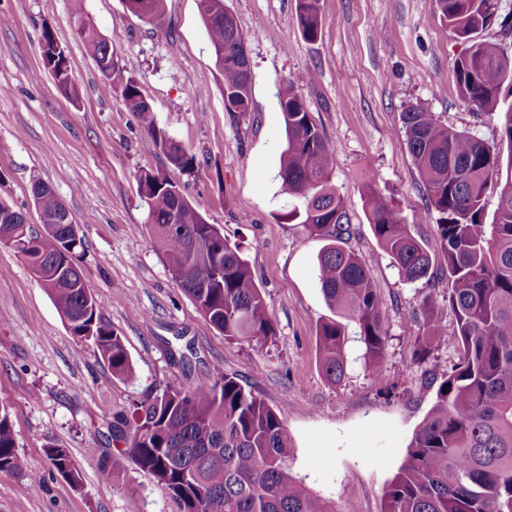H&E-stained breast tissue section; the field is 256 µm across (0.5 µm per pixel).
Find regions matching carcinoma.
<instances>
[{
  "label": "carcinoma",
  "instance_id": "cac0c4a2",
  "mask_svg": "<svg viewBox=\"0 0 512 512\" xmlns=\"http://www.w3.org/2000/svg\"><path fill=\"white\" fill-rule=\"evenodd\" d=\"M224 93V110L243 114L251 107V73L234 60L246 36L226 17L224 0H197ZM302 36L315 41L322 19L319 0H296ZM451 32L469 43L457 62L461 97L470 106L498 118L501 137L512 156V102L500 97L512 83V56L475 39L498 16L499 0H435ZM126 7L151 23L162 19L165 0H125ZM77 33L95 59L101 76L119 83L126 106L143 130V147L162 153L181 171L197 169L196 155L158 128L153 109L127 63L102 37L88 16H79ZM58 87L76 94L68 60L59 56L50 69ZM314 74L278 85L287 148L279 179L283 194L296 201L288 219L321 237L317 279L327 305L358 327L368 372H384L387 333L382 325L378 285L366 260L345 248L353 234L342 200L330 185V147L311 120L299 87ZM406 145L423 183L436 226L444 265L436 269L421 242L390 199L367 180L363 196L374 236L406 282L426 281L431 293L448 300L460 338V363L443 376L433 405L408 447V457L385 492L383 512H512V160L504 166L493 147L467 130H456L421 106L401 113ZM148 206L146 229L176 285L204 319L230 339L268 343L277 335L261 288L237 243L229 242L165 173L138 177ZM38 208L47 217L61 207L41 178ZM498 194L494 221H483L485 197ZM0 246L11 249L40 275L71 333L94 345L112 374L129 377L133 366L120 336L103 317L102 303L76 263L77 244L65 245L70 228L51 224L43 232L28 229L5 235L1 213ZM321 370L336 385L346 374L349 337L339 321L318 331ZM206 384L148 393L130 411L114 418L112 442L118 452L164 486L178 512H334L293 476L288 430L277 413L245 391L221 366ZM56 470L68 465L69 482L80 472L65 448L52 447ZM0 472L24 474L39 483L16 450L6 409L0 410Z\"/></svg>",
  "mask_w": 512,
  "mask_h": 512
}]
</instances>
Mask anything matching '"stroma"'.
Listing matches in <instances>:
<instances>
[{
    "label": "stroma",
    "mask_w": 512,
    "mask_h": 512,
    "mask_svg": "<svg viewBox=\"0 0 512 512\" xmlns=\"http://www.w3.org/2000/svg\"><path fill=\"white\" fill-rule=\"evenodd\" d=\"M224 3L248 37L251 61L252 110L238 117L224 110L197 0H166L155 24L124 0H0V201L27 211L35 225L32 176L54 191L80 228L78 263L134 368L128 378L112 375L71 334L26 265L0 247V408L10 414L18 453L43 478L32 491L26 476L0 473V512H176L162 485L116 454L109 426L145 393L209 381L216 364L279 415L294 448L292 471L315 496L336 512H383L443 374L459 362L452 308L437 297L424 309L425 283L400 280L372 233L361 186L374 179L442 264L436 214L400 115L419 105L499 145L497 119L474 113L458 93L466 42L435 0H319L322 28L313 42L301 34L296 0ZM81 12L129 62L158 127L195 153L197 172L144 150L136 114L120 87L101 78L75 31ZM47 30L65 50L76 97L60 92L43 63ZM307 72L315 79L301 94L330 145V184L354 228L347 246L380 285L388 333L380 379L366 370L352 323L345 379L333 385L321 371L317 329L335 317L317 282L323 242L287 220L293 203L277 180L287 147L277 84ZM157 170L241 245L276 326L272 343L225 338L172 280L142 231L148 208L138 176ZM431 314L446 333L423 355ZM52 444L69 449L80 486L54 469ZM98 448L113 457L111 478L102 475Z\"/></svg>",
    "instance_id": "35a3bbf8"
}]
</instances>
